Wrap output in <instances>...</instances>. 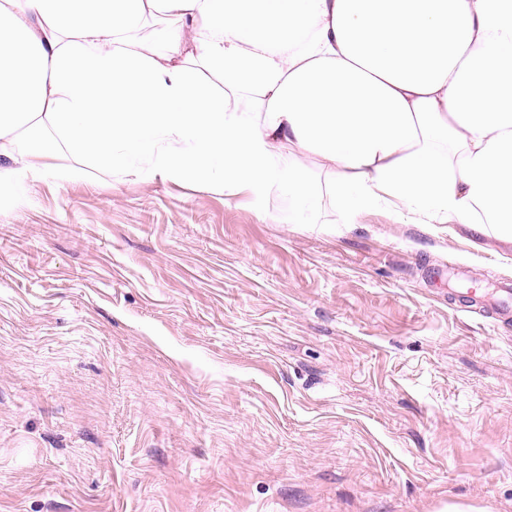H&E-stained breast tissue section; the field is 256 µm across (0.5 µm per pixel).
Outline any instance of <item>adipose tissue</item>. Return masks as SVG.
Segmentation results:
<instances>
[{"mask_svg":"<svg viewBox=\"0 0 512 512\" xmlns=\"http://www.w3.org/2000/svg\"><path fill=\"white\" fill-rule=\"evenodd\" d=\"M0 156V186L276 185L299 221L392 198L512 241V0H0Z\"/></svg>","mask_w":512,"mask_h":512,"instance_id":"adipose-tissue-1","label":"adipose tissue"}]
</instances>
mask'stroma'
<instances>
[{"label":"stroma","instance_id":"1","mask_svg":"<svg viewBox=\"0 0 512 512\" xmlns=\"http://www.w3.org/2000/svg\"><path fill=\"white\" fill-rule=\"evenodd\" d=\"M121 172L0 201V512H512V243ZM472 294L473 296H468ZM466 292L460 296L465 302H479V304L488 309L496 319L502 322H508L512 319V283L499 282L494 285L491 291L482 292L481 296L476 299V291L466 288Z\"/></svg>","mask_w":512,"mask_h":512}]
</instances>
